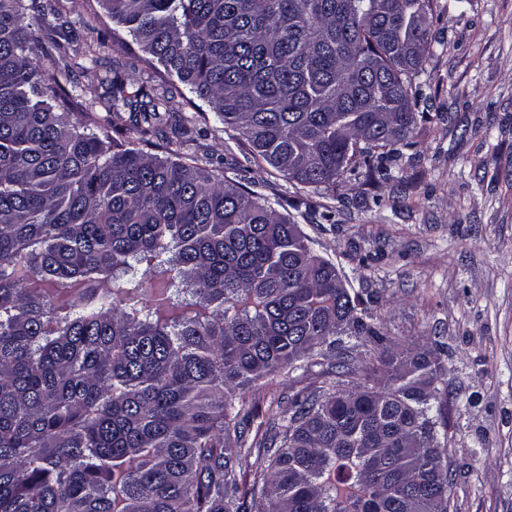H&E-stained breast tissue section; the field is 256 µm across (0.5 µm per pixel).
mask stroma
Here are the masks:
<instances>
[{"label":"stroma","mask_w":512,"mask_h":512,"mask_svg":"<svg viewBox=\"0 0 512 512\" xmlns=\"http://www.w3.org/2000/svg\"><path fill=\"white\" fill-rule=\"evenodd\" d=\"M66 10L84 45L112 25L100 0H68ZM434 11V54L416 80L430 118L389 180H346L337 200L246 160L215 122L180 154L278 198L315 252L372 297L387 335L440 338L451 512H512V0H434ZM397 196L407 209L391 210ZM315 376L253 385L247 440L261 446L278 403Z\"/></svg>","instance_id":"obj_1"}]
</instances>
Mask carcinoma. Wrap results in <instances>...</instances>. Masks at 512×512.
Here are the masks:
<instances>
[{
  "label": "carcinoma",
  "mask_w": 512,
  "mask_h": 512,
  "mask_svg": "<svg viewBox=\"0 0 512 512\" xmlns=\"http://www.w3.org/2000/svg\"><path fill=\"white\" fill-rule=\"evenodd\" d=\"M37 1L41 38L0 0V512H243L244 395L312 360L323 380L278 407L252 512H448L443 344L386 336L278 201L183 161L152 75L130 91L112 60L93 115L74 73L99 53L76 62L60 0ZM100 2L131 41L97 46L133 43L188 91L184 143L210 112L332 196L413 145L433 0Z\"/></svg>",
  "instance_id": "obj_1"
}]
</instances>
